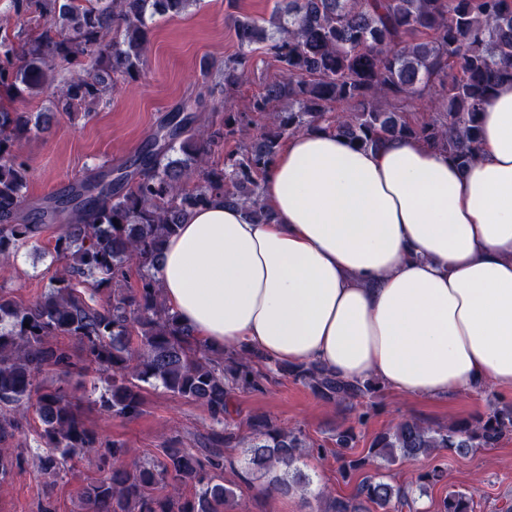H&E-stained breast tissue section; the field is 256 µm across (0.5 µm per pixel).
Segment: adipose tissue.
Instances as JSON below:
<instances>
[{
	"instance_id": "1",
	"label": "adipose tissue",
	"mask_w": 512,
	"mask_h": 512,
	"mask_svg": "<svg viewBox=\"0 0 512 512\" xmlns=\"http://www.w3.org/2000/svg\"><path fill=\"white\" fill-rule=\"evenodd\" d=\"M480 127L465 168L413 139L288 138L262 176L270 223L216 201L166 240L168 305L217 350L427 400L512 389V80Z\"/></svg>"
}]
</instances>
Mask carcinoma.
<instances>
[{"instance_id": "carcinoma-1", "label": "carcinoma", "mask_w": 512, "mask_h": 512, "mask_svg": "<svg viewBox=\"0 0 512 512\" xmlns=\"http://www.w3.org/2000/svg\"><path fill=\"white\" fill-rule=\"evenodd\" d=\"M194 2L13 0L14 31L0 35V262L38 248L43 228L57 224L60 267L27 304L0 288V443L15 436L33 406L46 474H67L80 455L100 461L99 476L83 488V512H245L241 496L224 484V449H243L247 470L281 494L308 491L313 478L299 463L326 453L300 428L241 417L238 398L264 392L281 375L327 404H366L356 423L332 435L352 493L330 498L323 512H403L411 507L405 489L422 496L445 481L441 451L495 448L511 435L512 406L443 427L402 419L357 454V426L375 408L378 382H347L245 348L211 349L162 299L161 247L194 210L218 199L244 207L258 224L270 222L261 174L288 137L325 125L357 148L412 138L468 166L478 153L479 114L496 85L512 78V0H286L262 21L237 17L238 52L203 62L201 76L210 93L231 98L251 70L252 45L263 44L279 78L244 110L229 106L220 122H205V97L190 95L124 164H103L62 192L31 200L20 142L50 113L71 117L80 108L88 116L110 102L119 81L139 80L154 17ZM44 91L51 112L15 107ZM420 110L428 116L406 119ZM257 118L265 124L252 134ZM220 142L234 147L209 161ZM89 367L105 382L94 404L110 415L139 417L145 390L157 386L205 407L211 425L203 446L185 448L176 437L126 464V444L101 441L84 419V399L67 387L72 373ZM421 456L435 464L408 486L380 472ZM23 462L20 453H0V478ZM438 512H474L473 494L448 493Z\"/></svg>"}]
</instances>
